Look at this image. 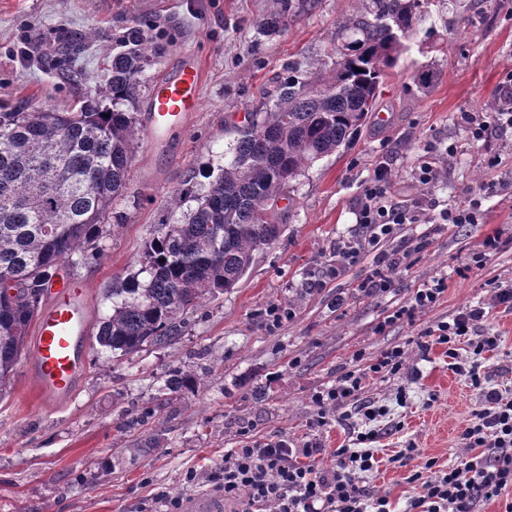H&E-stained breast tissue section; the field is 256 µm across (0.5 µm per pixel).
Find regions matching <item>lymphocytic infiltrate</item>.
<instances>
[{
	"instance_id": "obj_1",
	"label": "lymphocytic infiltrate",
	"mask_w": 512,
	"mask_h": 512,
	"mask_svg": "<svg viewBox=\"0 0 512 512\" xmlns=\"http://www.w3.org/2000/svg\"><path fill=\"white\" fill-rule=\"evenodd\" d=\"M504 126L512 127V70L505 74L492 110L468 116L467 134L480 142ZM392 186L390 167L379 166L357 202L362 236L336 242L333 275L371 257L372 268L357 285L363 292L390 290L395 274L406 264V254L377 253L381 239L393 236L405 224L443 228L478 223L485 198L496 191L494 184L485 183L456 207L442 206L431 195L410 207L395 200ZM492 306L512 309L511 283L494 287L489 303L466 306L425 331L433 343L445 346L449 368L481 388L483 406L461 435L462 455L448 467H438L433 459L418 463L419 451L411 444L391 456L392 464L408 469V481L414 486L408 512H476L480 502L512 489V389L485 386L481 362L483 353L498 346L497 337L483 330ZM462 344L469 349V359L458 354ZM405 366L404 347L394 346L315 393L320 411L310 423L312 435L296 442L255 439L246 447L225 451L221 483L225 497L242 498V512H393L388 497L371 495L366 487L368 475L379 464L371 448L379 433L370 424L386 416L387 408L361 402L360 397L368 381L399 375ZM348 405L357 406L364 429L353 437L352 447L335 449L331 463H324L318 432L328 423V410Z\"/></svg>"
}]
</instances>
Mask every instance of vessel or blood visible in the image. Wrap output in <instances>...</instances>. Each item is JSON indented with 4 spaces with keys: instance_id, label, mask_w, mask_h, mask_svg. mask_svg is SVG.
Segmentation results:
<instances>
[{
    "instance_id": "obj_1",
    "label": "vessel or blood",
    "mask_w": 512,
    "mask_h": 512,
    "mask_svg": "<svg viewBox=\"0 0 512 512\" xmlns=\"http://www.w3.org/2000/svg\"><path fill=\"white\" fill-rule=\"evenodd\" d=\"M202 81L200 61L190 59L155 83L145 126L148 144H157L186 127L201 107ZM89 319L86 287L76 282L53 292L40 313L31 366L42 399L67 396L84 374Z\"/></svg>"
}]
</instances>
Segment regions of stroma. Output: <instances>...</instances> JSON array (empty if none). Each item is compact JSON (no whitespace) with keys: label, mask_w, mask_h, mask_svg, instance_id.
Listing matches in <instances>:
<instances>
[{"label":"stroma","mask_w":512,"mask_h":512,"mask_svg":"<svg viewBox=\"0 0 512 512\" xmlns=\"http://www.w3.org/2000/svg\"><path fill=\"white\" fill-rule=\"evenodd\" d=\"M280 8V0H0V103L79 108L96 96L108 55L123 50L122 37L134 27L153 46L138 115L147 111L152 84L174 71L182 54L197 56L204 68L201 109L187 131L156 156L137 140L101 255L64 274L89 290L93 324L83 378L66 400L42 406L22 357L0 395V512H165L174 497L185 512L201 499L237 512L214 479L225 451L256 438L302 439L318 411L314 394L396 344L407 348L405 374L370 381L363 395L389 410L376 425L380 465L368 490L403 512L413 488L389 456L408 441L443 466L459 456L481 392L449 369L444 346L423 351L418 339L432 324L489 300L492 281H512V129L475 145L460 120L461 113L487 111L512 70V0H429L352 144L292 182L274 204L279 239L254 253L235 288L201 304L180 340L129 355L96 340L98 323L112 313L115 280L137 272L146 242L177 219L173 193L207 185L209 171L224 165L230 129L287 77L289 63L320 64L354 4L316 0L286 25L267 28ZM91 30L95 38L86 39ZM422 69L436 72L432 85L417 83ZM429 141L455 148L437 159L443 177L433 193L440 201L454 206L482 183H496L481 223L404 225L381 244L387 252L412 249L390 291L358 290L365 261L328 276L337 239L362 233L356 203L378 166L389 165L405 203L425 194L415 170ZM490 236L499 237V248L475 267ZM440 274L448 288L433 309L411 324H386L414 288ZM272 306L292 312L274 328L262 317ZM485 328L501 343L484 366L492 383L512 386V310H491ZM176 370L204 383L171 401L165 383ZM401 387L409 395L403 406L396 401ZM133 411L142 421L131 423Z\"/></svg>","instance_id":"1"}]
</instances>
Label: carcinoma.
Here are the masks:
<instances>
[{"instance_id":"cac0c4a2","label":"carcinoma","mask_w":512,"mask_h":512,"mask_svg":"<svg viewBox=\"0 0 512 512\" xmlns=\"http://www.w3.org/2000/svg\"><path fill=\"white\" fill-rule=\"evenodd\" d=\"M319 67L288 65L260 107L234 127L224 167L204 190L175 193L174 209L195 205L146 245L139 270L112 294L120 302L102 321L98 343L124 355L177 340L207 298L230 291L255 251L281 234L273 202L316 162L349 145L373 111L386 71L419 30L424 0H356ZM112 56L99 98L75 112L29 105L0 108V392L27 343L31 323L57 269L98 256L112 205L126 186L134 149V103L149 62L147 38L134 29ZM203 380L175 372L177 394Z\"/></svg>"}]
</instances>
